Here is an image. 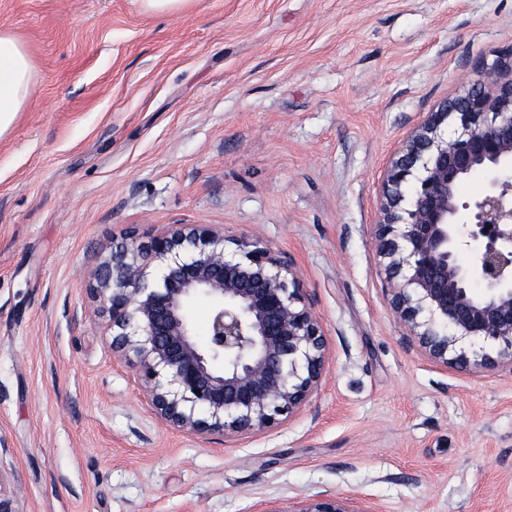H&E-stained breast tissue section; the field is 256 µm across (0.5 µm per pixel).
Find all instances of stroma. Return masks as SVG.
Here are the masks:
<instances>
[{
    "mask_svg": "<svg viewBox=\"0 0 512 512\" xmlns=\"http://www.w3.org/2000/svg\"><path fill=\"white\" fill-rule=\"evenodd\" d=\"M36 80L0 137V463L23 512H512V368L436 366L374 244L387 167L512 46V0H0ZM168 224L258 242L327 339L260 431L158 421L89 273Z\"/></svg>",
    "mask_w": 512,
    "mask_h": 512,
    "instance_id": "1",
    "label": "stroma"
}]
</instances>
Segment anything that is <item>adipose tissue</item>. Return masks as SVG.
<instances>
[{"label": "adipose tissue", "mask_w": 512, "mask_h": 512, "mask_svg": "<svg viewBox=\"0 0 512 512\" xmlns=\"http://www.w3.org/2000/svg\"><path fill=\"white\" fill-rule=\"evenodd\" d=\"M34 87L31 59L12 34L0 32V135L28 104Z\"/></svg>", "instance_id": "1"}]
</instances>
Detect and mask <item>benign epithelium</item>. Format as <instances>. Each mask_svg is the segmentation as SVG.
Segmentation results:
<instances>
[{"label":"benign epithelium","instance_id":"benign-epithelium-1","mask_svg":"<svg viewBox=\"0 0 512 512\" xmlns=\"http://www.w3.org/2000/svg\"><path fill=\"white\" fill-rule=\"evenodd\" d=\"M476 170L488 183L463 202ZM383 198L376 247L409 342L440 367H512V48L414 129ZM472 241L480 247L464 267L458 254ZM224 242L209 227L176 224L113 248L93 272L112 354L135 369L151 413L193 435L271 428L324 375L325 338L298 277L266 246L242 242L237 256ZM201 298L203 347L191 318ZM299 512L350 510L315 495Z\"/></svg>","mask_w":512,"mask_h":512}]
</instances>
